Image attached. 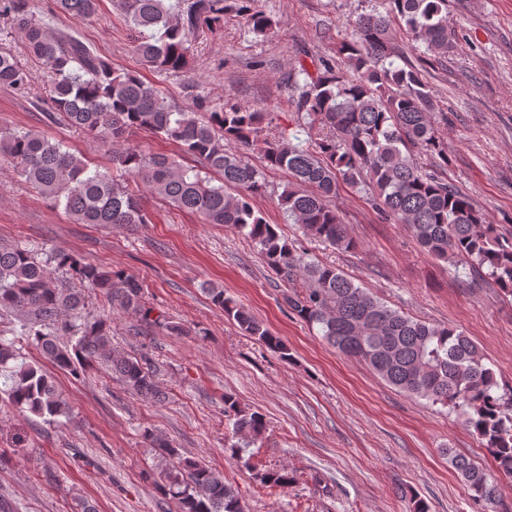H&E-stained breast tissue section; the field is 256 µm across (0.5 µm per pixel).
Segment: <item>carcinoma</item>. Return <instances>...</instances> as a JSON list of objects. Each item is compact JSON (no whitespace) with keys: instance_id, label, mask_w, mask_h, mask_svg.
Instances as JSON below:
<instances>
[{"instance_id":"cac0c4a2","label":"carcinoma","mask_w":512,"mask_h":512,"mask_svg":"<svg viewBox=\"0 0 512 512\" xmlns=\"http://www.w3.org/2000/svg\"><path fill=\"white\" fill-rule=\"evenodd\" d=\"M100 0H55L57 11L80 19L98 16ZM136 34L134 52L158 71L187 69L192 42L200 31L214 30L224 18V0H116ZM238 0L236 9L254 32L272 19ZM7 17L23 35L28 53L48 73L50 118L103 142L124 143L135 130L177 144L199 166L185 167L165 155L125 147L112 154V166L143 184L150 194L195 213L207 224L235 228L259 248L276 275L291 288L289 308L340 353L358 358L399 390L440 405L462 417L482 440L496 469L512 476V385L498 381L480 348L463 332L428 324L389 308L335 267L298 253L255 209L252 198L265 193L264 172L248 162L246 152L259 149L265 167L285 169L293 180L277 195L279 207L303 232L333 248L350 249L339 211L331 204L340 180L358 184L367 178L372 205L387 221L406 224L432 257L460 264L484 275L512 296V233L490 224L470 198L439 175L448 167V147L439 136L428 82L401 56L395 44L399 24L437 61L457 50L458 35L448 22V0H386L385 11L359 15L350 37L336 46V57L358 77L347 78L338 62L318 60L316 75L305 66L294 81L299 111L318 122L323 133L315 153L284 141L260 139L264 113L227 98L207 111L200 104L177 108L140 76L112 66L87 41L35 19L31 0H0ZM28 72L12 57L0 55V86L17 90ZM234 141L240 154H228ZM433 159L426 171L416 152ZM0 159L13 164L20 177L44 197L63 207L77 224L135 225L150 221L141 199L116 177L90 168L81 155L33 130H0ZM222 176L215 185L209 172ZM99 291L102 300L151 325L143 281L103 269L74 255L57 252L40 261L32 250L0 247V315L16 314L11 332L32 336L51 364L74 376L103 360L132 393L162 402L151 363L112 350L110 326L85 307L80 288H58L48 263ZM215 305L240 330L288 360L287 345L224 291L208 289ZM21 412L47 422L69 415L53 377L20 359L12 343L0 339V398ZM224 417L231 436L224 444L230 457L253 472L267 488H285L294 477L244 457L262 440L263 415L224 393ZM147 447L178 456L160 473L157 486L176 502L178 512H250L224 473L188 456L177 455L158 434L145 432ZM449 453L471 498L489 512H500L498 476L470 459Z\"/></svg>"}]
</instances>
